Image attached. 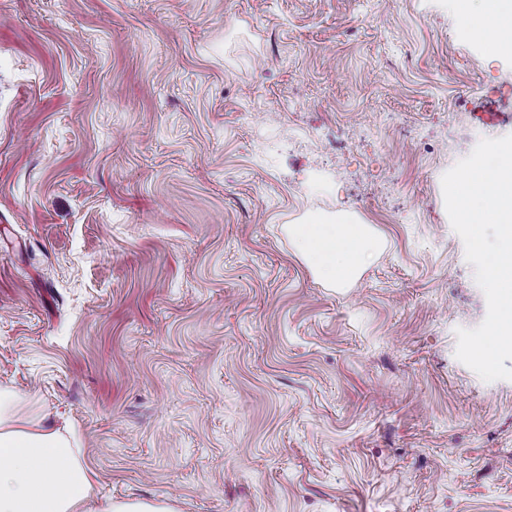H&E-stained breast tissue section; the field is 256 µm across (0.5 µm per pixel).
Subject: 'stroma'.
<instances>
[{
    "label": "stroma",
    "instance_id": "1",
    "mask_svg": "<svg viewBox=\"0 0 512 512\" xmlns=\"http://www.w3.org/2000/svg\"><path fill=\"white\" fill-rule=\"evenodd\" d=\"M512 134L451 0H0V387L98 498L512 512V380L441 180ZM384 248L320 284L285 227Z\"/></svg>",
    "mask_w": 512,
    "mask_h": 512
}]
</instances>
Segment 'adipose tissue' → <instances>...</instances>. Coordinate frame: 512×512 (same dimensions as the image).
Returning a JSON list of instances; mask_svg holds the SVG:
<instances>
[{
    "instance_id": "ef3b65f1",
    "label": "adipose tissue",
    "mask_w": 512,
    "mask_h": 512,
    "mask_svg": "<svg viewBox=\"0 0 512 512\" xmlns=\"http://www.w3.org/2000/svg\"><path fill=\"white\" fill-rule=\"evenodd\" d=\"M461 30L487 54L512 58V0H455ZM316 279L345 288L384 246L372 225L348 214H312L287 228ZM94 475L63 426L28 399L0 388V512H175L163 501L94 498Z\"/></svg>"
}]
</instances>
